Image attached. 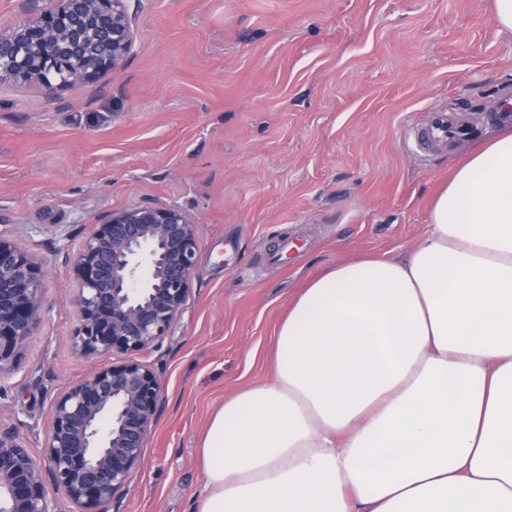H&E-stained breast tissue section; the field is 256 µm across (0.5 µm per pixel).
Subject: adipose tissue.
<instances>
[{
  "mask_svg": "<svg viewBox=\"0 0 512 512\" xmlns=\"http://www.w3.org/2000/svg\"><path fill=\"white\" fill-rule=\"evenodd\" d=\"M198 456L196 512H512V128L407 258L306 282Z\"/></svg>",
  "mask_w": 512,
  "mask_h": 512,
  "instance_id": "1",
  "label": "adipose tissue"
}]
</instances>
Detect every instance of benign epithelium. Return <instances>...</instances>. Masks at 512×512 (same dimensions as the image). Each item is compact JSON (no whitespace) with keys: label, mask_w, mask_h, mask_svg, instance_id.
<instances>
[{"label":"benign epithelium","mask_w":512,"mask_h":512,"mask_svg":"<svg viewBox=\"0 0 512 512\" xmlns=\"http://www.w3.org/2000/svg\"><path fill=\"white\" fill-rule=\"evenodd\" d=\"M0 30V80L68 88L119 68L133 45L128 0H56ZM200 225L178 206L136 205L104 215L67 255L84 356L156 347L184 309L197 269ZM40 265L0 236V371L14 363L44 312ZM161 382L135 358L100 367L51 407L44 454L0 429V512H104L128 488L156 421Z\"/></svg>","instance_id":"obj_1"}]
</instances>
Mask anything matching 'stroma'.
I'll return each instance as SVG.
<instances>
[{
	"mask_svg": "<svg viewBox=\"0 0 512 512\" xmlns=\"http://www.w3.org/2000/svg\"><path fill=\"white\" fill-rule=\"evenodd\" d=\"M124 64L66 89L0 82V236L41 264L45 316L0 372V426L42 456L51 406L100 367L77 354L65 245L105 214L175 205L197 274L163 342L152 434L105 512H195L197 450L226 397L268 376L305 282L361 254L403 258L471 149L411 131L467 107L478 141L512 97V31L492 0H129Z\"/></svg>",
	"mask_w": 512,
	"mask_h": 512,
	"instance_id": "35a3bbf8",
	"label": "stroma"
}]
</instances>
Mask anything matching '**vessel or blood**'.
Segmentation results:
<instances>
[{
    "label": "vessel or blood",
    "instance_id": "obj_1",
    "mask_svg": "<svg viewBox=\"0 0 512 512\" xmlns=\"http://www.w3.org/2000/svg\"><path fill=\"white\" fill-rule=\"evenodd\" d=\"M473 119L466 110L457 107L439 108L427 112L422 126L414 135L417 148L433 153L452 149L471 137Z\"/></svg>",
    "mask_w": 512,
    "mask_h": 512
}]
</instances>
